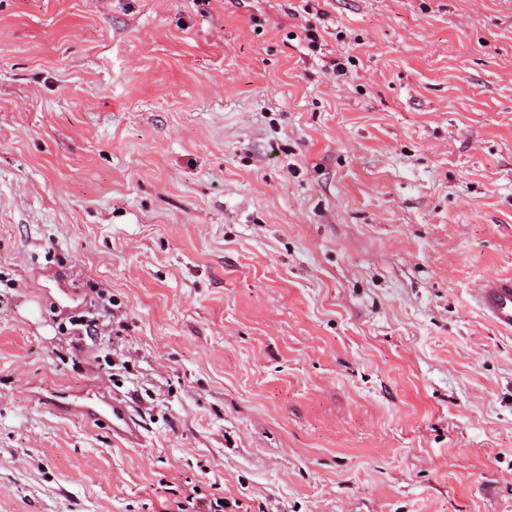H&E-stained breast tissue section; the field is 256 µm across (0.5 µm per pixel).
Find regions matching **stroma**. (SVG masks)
<instances>
[{"label": "stroma", "instance_id": "35a3bbf8", "mask_svg": "<svg viewBox=\"0 0 512 512\" xmlns=\"http://www.w3.org/2000/svg\"><path fill=\"white\" fill-rule=\"evenodd\" d=\"M497 273L512 0H0V512H512ZM474 298L494 326L512 332V277L486 278L475 290ZM50 404L60 412L110 425L112 434L130 445L136 446L141 441V421L130 402L112 399L100 392H85L57 395Z\"/></svg>", "mask_w": 512, "mask_h": 512}]
</instances>
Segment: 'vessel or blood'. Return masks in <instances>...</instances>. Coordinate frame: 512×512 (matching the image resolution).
<instances>
[{
  "instance_id": "obj_1",
  "label": "vessel or blood",
  "mask_w": 512,
  "mask_h": 512,
  "mask_svg": "<svg viewBox=\"0 0 512 512\" xmlns=\"http://www.w3.org/2000/svg\"><path fill=\"white\" fill-rule=\"evenodd\" d=\"M474 298L494 326L512 332V277L486 278L476 289ZM51 404L60 412L110 425L113 435L130 445L141 441V422L130 402L116 400L100 392H85L55 396Z\"/></svg>"
}]
</instances>
